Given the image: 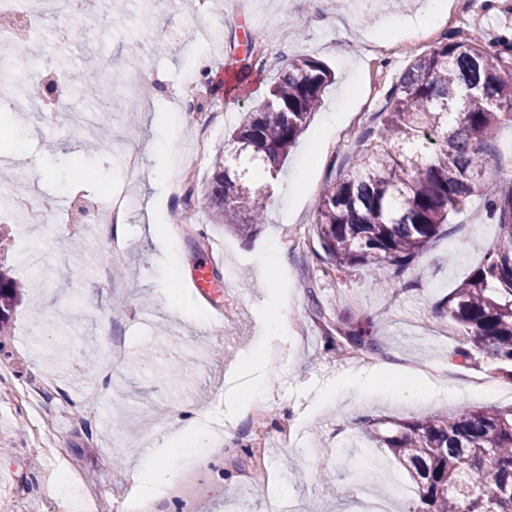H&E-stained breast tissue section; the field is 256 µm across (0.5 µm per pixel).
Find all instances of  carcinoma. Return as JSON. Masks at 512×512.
I'll use <instances>...</instances> for the list:
<instances>
[{
    "label": "carcinoma",
    "instance_id": "1",
    "mask_svg": "<svg viewBox=\"0 0 512 512\" xmlns=\"http://www.w3.org/2000/svg\"><path fill=\"white\" fill-rule=\"evenodd\" d=\"M497 51L448 40L422 52L392 88L380 125L350 168L321 190L315 235L339 269L388 263L404 270L448 216L479 192L499 242L439 303L462 337L456 356L496 360L512 381V179L488 180L486 139L512 123V73ZM332 73L320 60L288 61L261 104L245 113L212 162L208 196L217 224L251 238L268 186L317 110ZM22 281L0 269V337L8 335ZM341 350L380 354L369 327H336ZM369 436L403 464L418 512H512V407L465 408L414 419L370 420Z\"/></svg>",
    "mask_w": 512,
    "mask_h": 512
}]
</instances>
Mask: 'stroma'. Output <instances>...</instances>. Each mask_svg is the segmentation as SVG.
<instances>
[{"mask_svg": "<svg viewBox=\"0 0 512 512\" xmlns=\"http://www.w3.org/2000/svg\"><path fill=\"white\" fill-rule=\"evenodd\" d=\"M446 14L424 18L426 0H154L144 17L140 0H100L75 14L71 0H53L28 19V33L14 59L34 60L54 71L70 69L98 82L89 100L78 91L59 96L54 111L0 84V197L30 190L53 203L74 196L91 200L125 195L129 221L118 238L125 247L110 262V240L83 223L58 224L42 211L37 234L22 244L28 215L0 222V263L27 285L0 351V512H74L56 483L67 467L80 473L78 495L100 493V512H123L139 472L148 464L171 468L194 485L197 512H360L369 495L385 512H410L417 494L401 498L361 475L365 456L379 460L404 486L406 470L367 435L368 421L386 415L412 420L465 407L512 406V383L479 357L465 366L454 356L460 338L437 305L483 260L500 236L480 196L449 217L432 248L405 269L398 288H378L390 266L368 264L347 271L318 259L314 204L326 181L350 166L359 140L381 112L389 89L416 55L404 24L422 18L433 44L473 40L498 50L512 39V0H448ZM287 17L278 52L247 48L248 33L268 36L272 19ZM97 30L88 42L60 31L61 18ZM161 27L160 42L135 40L145 25ZM213 25L205 47L211 74L199 78L210 93L199 109L178 110L187 79L196 77L198 51L188 33ZM306 54L335 75L319 110L282 165L266 221L246 239L214 223L206 188L210 159L222 153L244 112L261 103L290 57ZM150 74L149 94L135 110L125 107V82ZM340 111L330 127L327 113ZM179 127L166 136L170 119ZM211 132L209 157L189 180L191 200L172 195L164 178L168 157L186 160L195 131ZM139 164L125 168V154ZM193 220L185 222V205ZM214 258L212 293L191 282L196 267ZM114 267L112 278L102 271ZM238 274L224 285V270ZM290 315L279 339L262 324L280 299ZM320 303L326 317H315ZM370 325L382 354L348 356L327 338L326 322ZM211 333H203V326ZM124 356L113 361L112 344ZM252 354L255 381L239 392L253 408L227 418L224 392L240 354ZM53 369L65 387L40 407L24 395ZM379 376L423 387L434 383L446 398L422 395L406 402L358 380ZM273 378L264 392L261 382ZM43 430L64 460L36 453L37 412ZM228 442L203 446L190 437L192 415ZM188 438L183 454L168 455L177 432Z\"/></svg>", "mask_w": 512, "mask_h": 512, "instance_id": "stroma-1", "label": "stroma"}]
</instances>
